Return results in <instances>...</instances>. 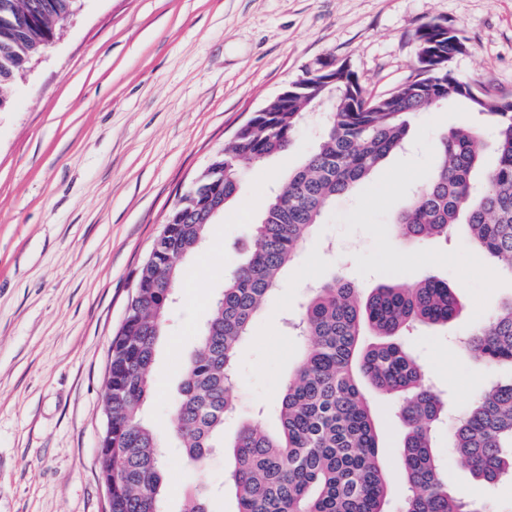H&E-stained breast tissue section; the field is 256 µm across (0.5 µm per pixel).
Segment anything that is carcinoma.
Here are the masks:
<instances>
[{"label": "carcinoma", "mask_w": 512, "mask_h": 512, "mask_svg": "<svg viewBox=\"0 0 512 512\" xmlns=\"http://www.w3.org/2000/svg\"><path fill=\"white\" fill-rule=\"evenodd\" d=\"M78 0H0V87L13 81L57 37ZM466 39L436 42L433 70L393 92L371 97L352 70L336 66V86L301 79V94L265 106L252 124L210 159L195 192L185 193L166 226L164 246L143 263L136 299L115 336L112 387V512H160L162 460L145 417L151 369L177 285L176 258L196 251L210 224L231 201L247 169L284 151L318 101L333 95L325 129L302 166L268 200L242 261L224 279L201 345L188 358L175 407L180 450L200 467L224 445L233 413L237 349L267 296L278 286L327 202L348 193L408 142L409 118L450 101H465L492 128L495 163L482 179L484 142L473 129L440 137L439 160L396 217L409 241L448 238L463 220L473 239L512 275V100L489 89L471 91L448 63ZM463 308L448 282L426 277L411 285L384 284L364 301L355 286L333 280L311 289L297 327L309 339L278 398V430L240 422L228 483L238 512H385L387 477L381 435L363 384L402 398L398 457L409 494L404 512H484L448 489L432 449L445 402L426 382L423 366L400 338L418 325H446ZM376 341L362 344L365 331ZM463 344L490 368L512 365V299L477 325ZM450 448L475 477L498 484L512 474V381L488 386L460 417ZM202 486L184 512H205Z\"/></svg>", "instance_id": "carcinoma-1"}]
</instances>
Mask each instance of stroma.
<instances>
[{
	"label": "stroma",
	"instance_id": "stroma-1",
	"mask_svg": "<svg viewBox=\"0 0 512 512\" xmlns=\"http://www.w3.org/2000/svg\"><path fill=\"white\" fill-rule=\"evenodd\" d=\"M431 21L467 41L450 64L460 80L512 98V0H80L0 111V512H104L97 454L110 346L170 212L289 82L333 59L370 95L391 92L415 75L416 33ZM474 123L462 101L418 113L408 149L328 204L238 348L237 416L224 425L225 447L197 468L172 427L185 363L262 219L253 201L281 190L314 149L321 112L247 172L202 248L177 264V301L152 365L147 417L163 453L165 512H180L200 483L209 512H237L229 444L242 419L276 430L282 385L307 346L285 320L301 312L310 285L348 280L365 298L380 284L429 276L465 304L449 324L404 339L448 398L434 452L449 488L485 512H512V479L484 485L448 450L483 387L512 380V366L487 368L461 343L512 297V276L486 277L489 260L466 224L422 242L394 226L433 167L439 137ZM367 395L384 436L386 510L402 512L399 400Z\"/></svg>",
	"mask_w": 512,
	"mask_h": 512
}]
</instances>
